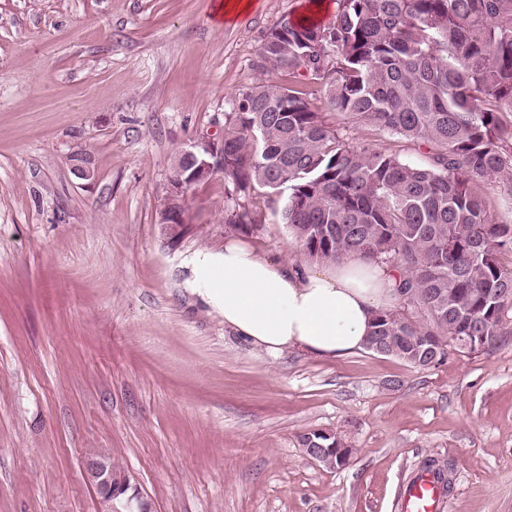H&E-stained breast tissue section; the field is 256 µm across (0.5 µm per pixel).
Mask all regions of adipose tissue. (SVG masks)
Wrapping results in <instances>:
<instances>
[{"mask_svg": "<svg viewBox=\"0 0 512 512\" xmlns=\"http://www.w3.org/2000/svg\"><path fill=\"white\" fill-rule=\"evenodd\" d=\"M195 289L225 326L271 354L299 348L344 357L365 346L376 310L393 299L392 276L357 255L296 269L227 239L192 259Z\"/></svg>", "mask_w": 512, "mask_h": 512, "instance_id": "adipose-tissue-1", "label": "adipose tissue"}]
</instances>
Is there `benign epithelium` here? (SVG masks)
Instances as JSON below:
<instances>
[{
    "mask_svg": "<svg viewBox=\"0 0 512 512\" xmlns=\"http://www.w3.org/2000/svg\"><path fill=\"white\" fill-rule=\"evenodd\" d=\"M182 158L189 178L204 179L224 166V142L208 140L194 144L182 152ZM183 188L182 180H174L168 199L172 210L165 215L163 223L173 224L181 220L179 205ZM84 473L100 493V512H152L151 503L133 490L131 477L113 476L111 467L97 455L92 454L85 459Z\"/></svg>",
    "mask_w": 512,
    "mask_h": 512,
    "instance_id": "7a95c632",
    "label": "benign epithelium"
}]
</instances>
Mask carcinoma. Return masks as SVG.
<instances>
[{
    "mask_svg": "<svg viewBox=\"0 0 512 512\" xmlns=\"http://www.w3.org/2000/svg\"><path fill=\"white\" fill-rule=\"evenodd\" d=\"M328 23L285 17L256 67L277 81L228 99L224 176L235 194L284 195L281 216L312 262L360 255L393 272L395 301L376 311L367 350L419 368L493 350L512 336V224L480 191L512 185V0H336ZM320 86L328 112L310 103ZM351 117L412 143L407 162L360 141ZM252 233V212L224 216ZM336 467L354 448L322 430L301 440ZM442 489L451 472L420 465Z\"/></svg>",
    "mask_w": 512,
    "mask_h": 512,
    "instance_id": "1",
    "label": "carcinoma"
}]
</instances>
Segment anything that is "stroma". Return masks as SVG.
Listing matches in <instances>:
<instances>
[{"instance_id":"1","label":"stroma","mask_w":512,"mask_h":512,"mask_svg":"<svg viewBox=\"0 0 512 512\" xmlns=\"http://www.w3.org/2000/svg\"><path fill=\"white\" fill-rule=\"evenodd\" d=\"M250 2L227 23L215 0H0V512H98L96 451L154 512H394L428 456L452 472L444 512H512V336L426 369L272 355L191 288L192 258L231 236L232 182L213 173L161 223L173 161L221 137L305 0ZM239 202L251 245L305 266L280 202ZM316 429L348 465L305 455ZM224 224H227L226 226L230 231L241 233H253L260 227L252 212L246 208L242 210L234 208V210L229 211L224 216ZM301 443L305 453L307 448V455L315 461H318L317 448H322L324 459L321 463L333 468L339 466L340 456L350 459L354 453V448L342 437L323 430H315L303 435Z\"/></svg>"}]
</instances>
